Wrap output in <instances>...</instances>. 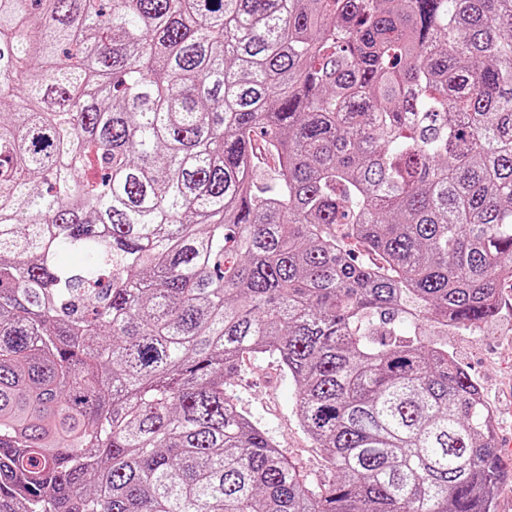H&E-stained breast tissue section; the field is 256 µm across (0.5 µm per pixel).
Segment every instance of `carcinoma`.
Listing matches in <instances>:
<instances>
[{"label": "carcinoma", "instance_id": "carcinoma-1", "mask_svg": "<svg viewBox=\"0 0 512 512\" xmlns=\"http://www.w3.org/2000/svg\"><path fill=\"white\" fill-rule=\"evenodd\" d=\"M507 279L512 0H0V512H494ZM511 283L500 288L501 314L494 322L472 332L448 331V352L478 383L487 406L496 417L495 438L504 459L511 458V454L500 446L502 436H512ZM274 360L245 356L232 389L238 403L310 480L328 479L320 451L302 430L295 409V384Z\"/></svg>", "mask_w": 512, "mask_h": 512}]
</instances>
